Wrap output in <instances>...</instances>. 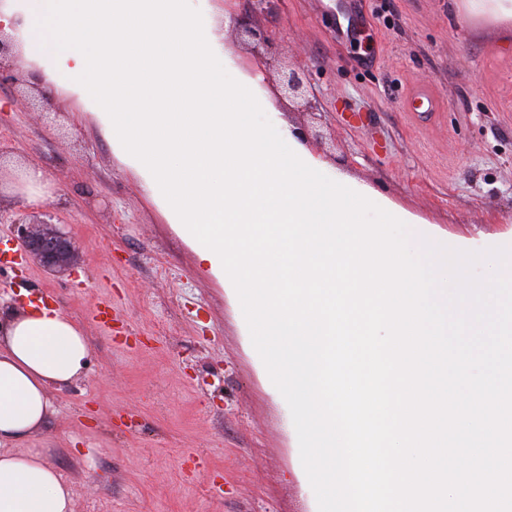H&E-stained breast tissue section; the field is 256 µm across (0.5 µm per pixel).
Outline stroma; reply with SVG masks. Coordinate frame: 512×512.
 <instances>
[{"label": "stroma", "mask_w": 512, "mask_h": 512, "mask_svg": "<svg viewBox=\"0 0 512 512\" xmlns=\"http://www.w3.org/2000/svg\"><path fill=\"white\" fill-rule=\"evenodd\" d=\"M224 19L234 77L263 72L305 148L355 178L451 247L512 246V39L463 0H211ZM256 30L244 40L238 23ZM0 80V170L43 169L38 204L0 195V249L17 248L15 218L50 211L75 261L0 265V298H50L87 330L81 381L53 392L36 447L74 489L73 512H316L285 399L276 395L237 298L199 261L124 165L95 115L50 85L19 47ZM303 70L315 111L284 96ZM438 100L411 111L414 90ZM108 298L129 329L109 340L89 310ZM218 464L223 495L194 475Z\"/></svg>", "instance_id": "1"}]
</instances>
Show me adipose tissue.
<instances>
[{"instance_id": "obj_1", "label": "adipose tissue", "mask_w": 512, "mask_h": 512, "mask_svg": "<svg viewBox=\"0 0 512 512\" xmlns=\"http://www.w3.org/2000/svg\"><path fill=\"white\" fill-rule=\"evenodd\" d=\"M84 328L49 302L0 300V512H73V489L29 444L55 414L54 390L78 382Z\"/></svg>"}]
</instances>
